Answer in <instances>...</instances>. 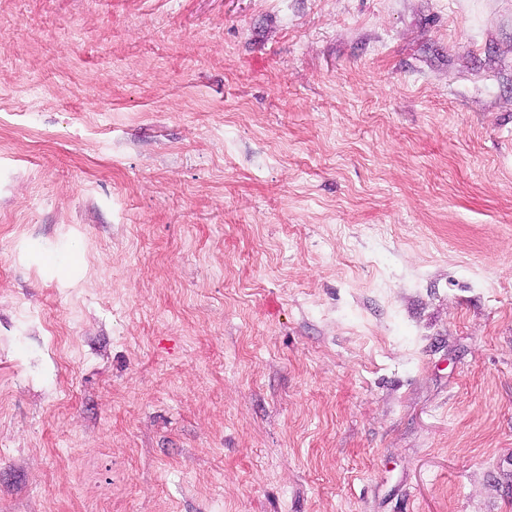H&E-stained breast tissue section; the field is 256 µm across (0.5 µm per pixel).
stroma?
I'll return each mask as SVG.
<instances>
[{
    "instance_id": "35a3bbf8",
    "label": "stroma",
    "mask_w": 512,
    "mask_h": 512,
    "mask_svg": "<svg viewBox=\"0 0 512 512\" xmlns=\"http://www.w3.org/2000/svg\"><path fill=\"white\" fill-rule=\"evenodd\" d=\"M0 512H512V0H0Z\"/></svg>"
}]
</instances>
